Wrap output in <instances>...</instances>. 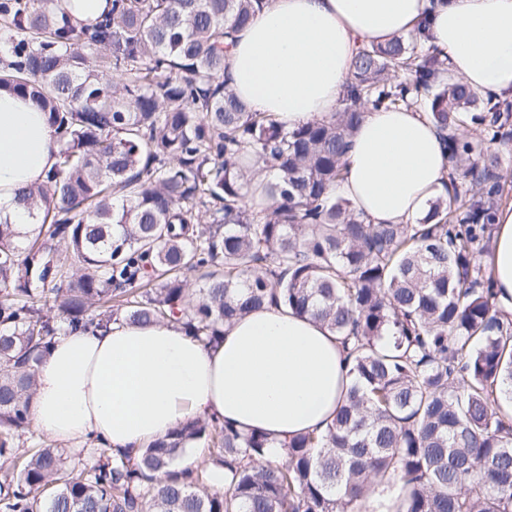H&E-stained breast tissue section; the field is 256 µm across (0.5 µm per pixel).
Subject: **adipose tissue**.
<instances>
[{
	"label": "adipose tissue",
	"mask_w": 512,
	"mask_h": 512,
	"mask_svg": "<svg viewBox=\"0 0 512 512\" xmlns=\"http://www.w3.org/2000/svg\"><path fill=\"white\" fill-rule=\"evenodd\" d=\"M422 31L449 75L512 100V0H271L230 40L224 80L253 112L286 127L332 119L361 42ZM56 135L28 98L0 89V217L25 225L19 190L44 182ZM338 195L373 224H413L447 180L442 134L422 112L368 113ZM489 270L512 313V205L495 220ZM344 350L310 317L269 304L206 346L164 323L114 324L54 338L36 372L31 417L67 448L132 450L188 418H216L275 444L325 429L341 403Z\"/></svg>",
	"instance_id": "ef3b65f1"
}]
</instances>
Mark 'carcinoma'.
Instances as JSON below:
<instances>
[{"label": "carcinoma", "instance_id": "cac0c4a2", "mask_svg": "<svg viewBox=\"0 0 512 512\" xmlns=\"http://www.w3.org/2000/svg\"><path fill=\"white\" fill-rule=\"evenodd\" d=\"M50 2L0 0V88L60 143L18 195L33 228L0 221V512H362L397 484L398 512H512V314L476 260L512 179V103L438 81L447 58L396 36L360 48L334 119L288 130L223 79L263 0H112L79 30ZM402 107L443 132L448 183L418 223L368 224L330 189L365 113ZM267 302L327 327L349 364L333 422L283 457L203 417L136 456L34 440L61 332L167 322L215 345ZM201 440L222 491L176 465Z\"/></svg>", "mask_w": 512, "mask_h": 512}]
</instances>
